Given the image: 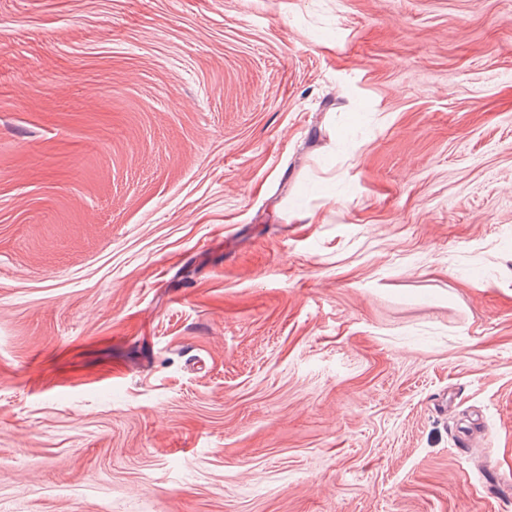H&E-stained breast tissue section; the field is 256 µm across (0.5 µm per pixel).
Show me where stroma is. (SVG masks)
Listing matches in <instances>:
<instances>
[{
    "label": "stroma",
    "mask_w": 512,
    "mask_h": 512,
    "mask_svg": "<svg viewBox=\"0 0 512 512\" xmlns=\"http://www.w3.org/2000/svg\"><path fill=\"white\" fill-rule=\"evenodd\" d=\"M0 512H512V0H0Z\"/></svg>",
    "instance_id": "obj_1"
}]
</instances>
